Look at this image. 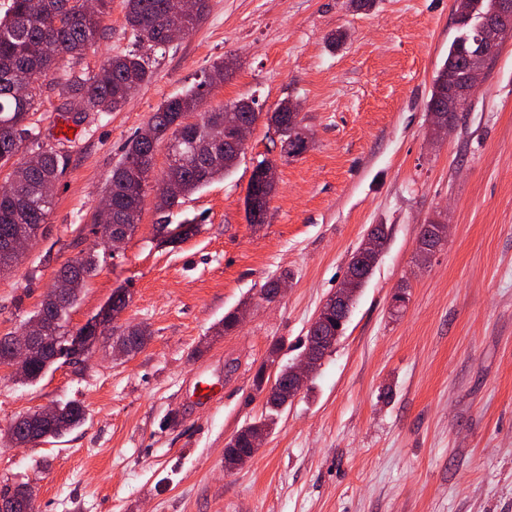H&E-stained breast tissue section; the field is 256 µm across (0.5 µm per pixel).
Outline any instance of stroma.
Instances as JSON below:
<instances>
[{
    "mask_svg": "<svg viewBox=\"0 0 512 512\" xmlns=\"http://www.w3.org/2000/svg\"><path fill=\"white\" fill-rule=\"evenodd\" d=\"M106 23L109 38L74 69L131 49L124 0H111ZM456 28L455 0H208L205 19L156 52L150 83L121 111L84 115L71 136L56 77L43 82L32 123L67 168L43 234L0 276V336L92 247L103 187L161 103L230 57L236 69L205 109L247 97L261 117L234 172L167 214L155 208L168 166L158 148L135 233L102 254L70 312L75 332L128 291L123 320L150 326L146 346L115 355L105 328L92 354L58 359L36 381L0 367V485L29 484L37 512H512V39L435 136L427 101ZM338 29L346 39L330 44ZM287 100L310 134L289 159L266 120ZM265 158L277 191L254 226L244 199ZM187 218L193 235L155 240V225ZM438 220L447 237L419 263L421 227ZM378 224L387 245L343 336L257 454L225 469L230 439L265 411L257 368L271 379L302 353ZM285 271L287 293L262 301ZM246 300L242 325L218 334ZM67 402L84 408L81 426L10 444L16 418Z\"/></svg>",
    "mask_w": 512,
    "mask_h": 512,
    "instance_id": "obj_1",
    "label": "stroma"
}]
</instances>
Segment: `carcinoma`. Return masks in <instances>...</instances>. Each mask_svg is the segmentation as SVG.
<instances>
[{"label":"carcinoma","mask_w":512,"mask_h":512,"mask_svg":"<svg viewBox=\"0 0 512 512\" xmlns=\"http://www.w3.org/2000/svg\"><path fill=\"white\" fill-rule=\"evenodd\" d=\"M86 0H11L4 16L0 17V170L14 167L23 142L36 147L39 158L26 176L11 183L10 192L0 193V238L22 233L31 239L39 235L52 210L53 195L48 185L60 181L65 173L64 157L51 147L39 143L30 123V112L35 107L40 91L39 81L60 69L65 58H78L95 46L107 34L104 15L109 0H92L94 6L85 10ZM194 18L185 19L178 12V0H126L125 19L134 38L135 48L103 63L104 75L90 71L63 70L57 82L64 113L74 104L83 112H117L128 99L153 75L149 53L169 45L168 30L179 25L192 31L204 18L207 0ZM473 16L458 20L459 34L448 48V57L438 71L427 108L443 104L440 89L443 85L465 78L466 55L481 48L475 33V24L492 12L497 0H471ZM228 71V62H215L203 79L165 100L149 118L156 140L147 142L134 136L124 149L106 186L110 197L107 209H99L93 216L95 224H120L127 236H132L139 220L145 197V185L154 168L155 153L159 145L167 146L168 168L160 181L156 194V207L170 210L182 200L206 185L228 176L236 167L234 157L229 163L215 165L206 155L211 152L232 151L224 139V126L255 118V100L241 99L214 111H201L212 83H221ZM268 121L282 127L281 154L297 157L308 148V143L288 127V107L280 105ZM253 168L245 196V212L250 224L266 222L269 202L276 185L267 181L261 165ZM197 230L196 219H186L179 224L155 225V237L168 243L188 238ZM99 254L91 249L74 261L65 263L57 276L67 283L61 295L48 293L35 313L39 317L48 313L51 318V340L67 335V317L87 279L96 271ZM376 260L366 261L357 278L342 283L344 288L359 290L371 275ZM120 331L118 348L131 351L142 347L152 336L149 326L138 324L132 331ZM54 352L33 360L19 378L36 380L53 362ZM288 404L281 395L273 393L266 398L267 416L241 429L228 443L230 448L247 447L251 432L265 431L277 423ZM85 419L83 409L75 403L60 408V415L51 424L43 425L37 413H27L15 420L17 447L47 438L64 435Z\"/></svg>","instance_id":"1"}]
</instances>
